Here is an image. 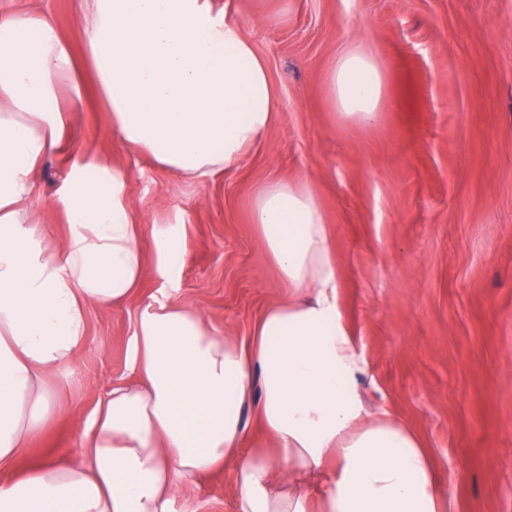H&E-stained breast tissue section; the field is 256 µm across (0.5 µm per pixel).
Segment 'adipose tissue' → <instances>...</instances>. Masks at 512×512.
Instances as JSON below:
<instances>
[{"label": "adipose tissue", "instance_id": "1", "mask_svg": "<svg viewBox=\"0 0 512 512\" xmlns=\"http://www.w3.org/2000/svg\"><path fill=\"white\" fill-rule=\"evenodd\" d=\"M81 36L112 130L196 182L233 168L279 110L267 63L212 0H85ZM335 109L374 124L381 66L359 49L328 76ZM82 100L69 43L45 16L0 17V469L53 414L46 375L83 346L89 306L142 286L141 228L125 169L73 164L59 191L69 234L33 212L36 175ZM268 261L288 286L250 340L179 303L147 305L131 341L133 382L113 387L75 463L47 460L0 484V512H170L175 490L231 462L236 512H447L416 435L369 412L366 363L340 305L327 215L307 180L253 202ZM276 448L243 453L244 410Z\"/></svg>", "mask_w": 512, "mask_h": 512}]
</instances>
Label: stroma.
Here are the masks:
<instances>
[{
	"label": "stroma",
	"instance_id": "1",
	"mask_svg": "<svg viewBox=\"0 0 512 512\" xmlns=\"http://www.w3.org/2000/svg\"><path fill=\"white\" fill-rule=\"evenodd\" d=\"M265 57L281 109L235 168L192 182L155 167L111 130L78 37L82 0H0V14L50 16L84 85L35 206L67 233L58 189L73 161L125 167L142 226L138 295L90 307L85 342L48 379V428L0 483L46 458H78L98 401L132 378L147 303L178 300L250 339L287 292L252 223L256 193L310 180L333 228L340 302L367 361L365 405L417 435L447 512H512V0H213ZM383 68L378 120L343 118L326 91L346 48ZM184 225L181 267L157 270L154 235ZM233 466L187 483L172 512H235Z\"/></svg>",
	"mask_w": 512,
	"mask_h": 512
}]
</instances>
